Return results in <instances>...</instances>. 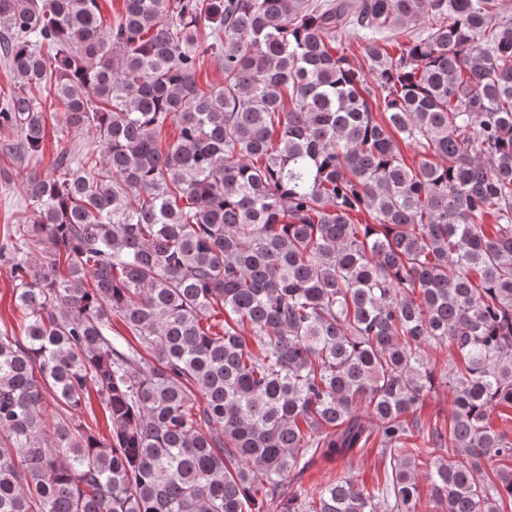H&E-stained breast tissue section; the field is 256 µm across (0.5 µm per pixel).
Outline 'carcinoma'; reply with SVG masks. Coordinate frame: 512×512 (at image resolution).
<instances>
[{
    "mask_svg": "<svg viewBox=\"0 0 512 512\" xmlns=\"http://www.w3.org/2000/svg\"><path fill=\"white\" fill-rule=\"evenodd\" d=\"M496 5L123 0L106 26L98 0H0L18 84L0 150L42 154L50 77L64 124L101 143L26 173L30 215L0 241L24 314L22 335L0 328V512H417L421 475L426 512H512V438L491 424L512 409ZM350 30L366 70L336 52ZM441 345L452 416L428 431ZM91 389L105 438L65 416ZM371 440L384 483L303 489L318 457ZM198 84L206 89L209 86H224V73L222 65L217 58L207 56L201 69L196 75Z\"/></svg>",
    "mask_w": 512,
    "mask_h": 512,
    "instance_id": "obj_1",
    "label": "carcinoma"
}]
</instances>
